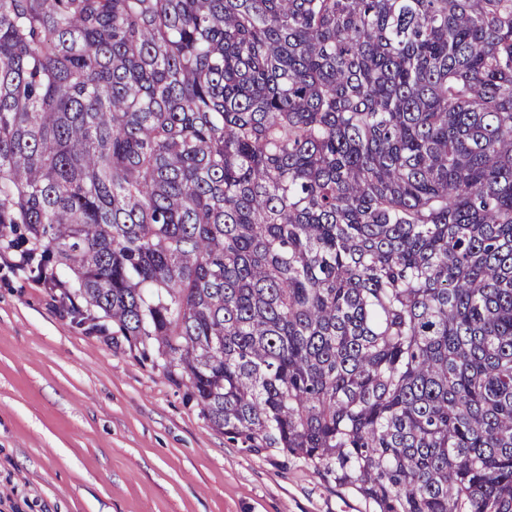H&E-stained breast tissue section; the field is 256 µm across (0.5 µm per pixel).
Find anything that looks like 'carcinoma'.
Wrapping results in <instances>:
<instances>
[{
	"mask_svg": "<svg viewBox=\"0 0 512 512\" xmlns=\"http://www.w3.org/2000/svg\"><path fill=\"white\" fill-rule=\"evenodd\" d=\"M2 247L230 438L512 512V0H0Z\"/></svg>",
	"mask_w": 512,
	"mask_h": 512,
	"instance_id": "1",
	"label": "carcinoma"
}]
</instances>
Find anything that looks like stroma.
I'll return each instance as SVG.
<instances>
[{"instance_id": "obj_1", "label": "stroma", "mask_w": 512, "mask_h": 512, "mask_svg": "<svg viewBox=\"0 0 512 512\" xmlns=\"http://www.w3.org/2000/svg\"><path fill=\"white\" fill-rule=\"evenodd\" d=\"M170 371L0 250V512H376L214 428Z\"/></svg>"}]
</instances>
